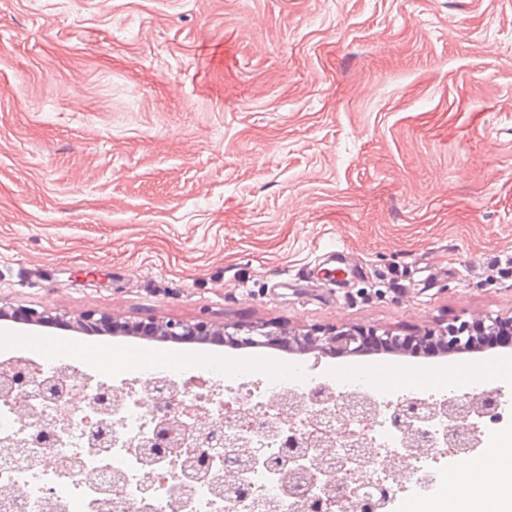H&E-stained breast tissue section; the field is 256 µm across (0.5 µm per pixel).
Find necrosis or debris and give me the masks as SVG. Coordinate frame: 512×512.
<instances>
[{"label":"necrosis or debris","instance_id":"1","mask_svg":"<svg viewBox=\"0 0 512 512\" xmlns=\"http://www.w3.org/2000/svg\"><path fill=\"white\" fill-rule=\"evenodd\" d=\"M6 363L18 376L56 375L63 379V393L56 400L34 384L26 386L22 399H0V442L12 444L14 450L12 456H0V495L21 498L26 512H100L97 503L107 498L112 501V512H152L153 505L159 503L165 512H254L257 500L275 505L276 512H290L287 481L262 465L263 459L283 453V441L267 428L248 430V423H283L284 416L274 404L294 392L303 401L302 410L293 415L298 428L320 435H332L341 428L340 423L328 424L316 415L334 393V385L316 378L299 379L297 371L281 363L270 369L254 366L234 375L201 370L192 376L197 380L192 387L186 384L190 376L179 370L149 369L132 361L108 362L95 369L82 352L66 362L48 355H14ZM465 387L461 379L440 385L421 381L400 391L360 379L352 381L349 391L368 396L376 410L354 418L348 427L363 434L375 454L404 453V432L391 422V407L411 400L439 403ZM174 389L217 419L224 414L225 396H239L240 415L224 431L245 434L248 445L241 457H225L220 465L221 470L240 475L238 489L218 491L212 477L204 475L186 483L173 477L171 462L176 453L169 450L156 466L163 483L156 485L153 494H144L147 468L135 447L154 436L149 401ZM107 403L112 406V420L105 428L107 443L98 449L90 444L88 421L95 416L94 405ZM37 422L51 432L41 447L30 441ZM479 433L488 448L512 442L511 392L499 391L496 412ZM419 465L429 470V481L406 487L403 495L388 504L387 512H402L406 499L440 491L445 494L447 512H463L460 497L443 489L445 476L454 468L452 455L430 452L422 456ZM115 476L120 486L108 490L107 482Z\"/></svg>","mask_w":512,"mask_h":512}]
</instances>
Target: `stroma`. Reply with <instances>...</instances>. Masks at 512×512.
Returning <instances> with one entry per match:
<instances>
[{
	"label": "stroma",
	"instance_id": "1",
	"mask_svg": "<svg viewBox=\"0 0 512 512\" xmlns=\"http://www.w3.org/2000/svg\"><path fill=\"white\" fill-rule=\"evenodd\" d=\"M414 336L512 317V0H0V309ZM512 349L400 357L488 383Z\"/></svg>",
	"mask_w": 512,
	"mask_h": 512
}]
</instances>
